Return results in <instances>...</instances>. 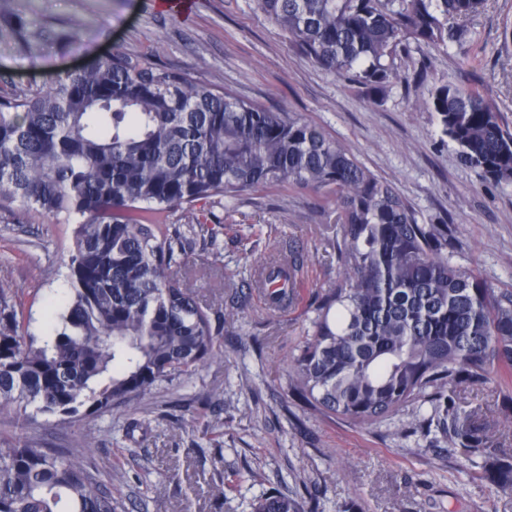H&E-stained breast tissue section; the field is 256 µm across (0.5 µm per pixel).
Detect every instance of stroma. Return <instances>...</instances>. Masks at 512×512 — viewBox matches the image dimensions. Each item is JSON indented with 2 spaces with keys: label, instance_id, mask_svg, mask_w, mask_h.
Listing matches in <instances>:
<instances>
[{
  "label": "stroma",
  "instance_id": "1",
  "mask_svg": "<svg viewBox=\"0 0 512 512\" xmlns=\"http://www.w3.org/2000/svg\"><path fill=\"white\" fill-rule=\"evenodd\" d=\"M50 36L30 57L0 39V94L50 83L57 74L125 50L193 79L227 88L271 109L302 113L411 205L420 223L451 226L464 248L457 265L493 287L512 289V184L464 165L423 108L432 87L451 82L492 97L512 124V46L502 31L512 0H487L468 26L473 63L459 50L411 48L407 65L424 78L394 84L383 101L321 69L288 42L255 0H17ZM70 31L73 44L55 40ZM214 212L218 254L191 245L178 275L212 313L224 315L222 354L187 378L163 382L127 407L66 421L0 415V438H32L81 457L111 491L118 512H252L275 488L298 501L317 497L323 512H512V494L464 474L447 437L416 428L430 406L408 405L370 426L326 415L294 400L288 358L303 340L312 304L336 277L341 238L336 206L324 194L269 186L170 213L190 223ZM74 227L0 206V287L22 304L23 329L43 341L50 307L68 292L65 275ZM303 257V286L288 309L271 310L255 286L269 259ZM462 412H476L499 445L512 446V400L496 381L462 384ZM257 470L256 484L221 487L223 475Z\"/></svg>",
  "mask_w": 512,
  "mask_h": 512
}]
</instances>
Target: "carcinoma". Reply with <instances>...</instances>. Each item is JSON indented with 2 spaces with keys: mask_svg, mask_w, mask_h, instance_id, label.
Returning <instances> with one entry per match:
<instances>
[{
  "mask_svg": "<svg viewBox=\"0 0 512 512\" xmlns=\"http://www.w3.org/2000/svg\"><path fill=\"white\" fill-rule=\"evenodd\" d=\"M483 0H257L267 20L317 66L384 100L409 43L446 50L473 41L465 22ZM33 54L41 32L0 0V36ZM461 161L512 183V128L484 93L440 83L423 103ZM288 183L333 196L341 268L326 289L289 382L299 401L371 425L409 404L497 491L512 492V448L462 424L453 394L498 378L512 390V289L453 262L446 224H421L408 202L340 141L297 112H272L125 51L46 88L0 95V203L74 224L70 299L47 340L29 342L0 289V413L62 419L128 405L219 356L220 329L170 269L190 237L216 250L205 222L161 233L141 220L213 198ZM297 263L267 271L274 308L292 299ZM0 512H116L112 492L74 456L0 441ZM253 512H319L276 490Z\"/></svg>",
  "mask_w": 512,
  "mask_h": 512,
  "instance_id": "carcinoma-1",
  "label": "carcinoma"
}]
</instances>
